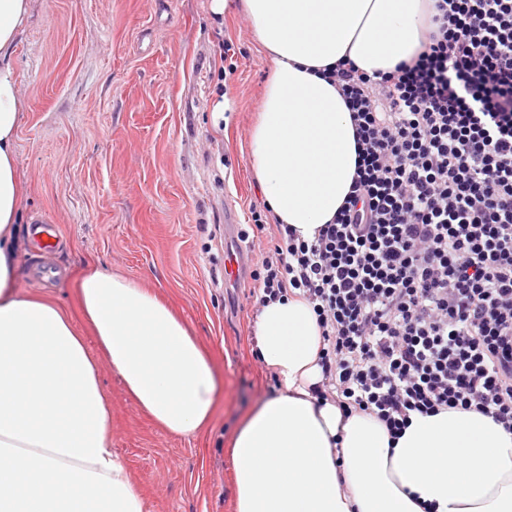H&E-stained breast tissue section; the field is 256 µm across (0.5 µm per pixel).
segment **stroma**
I'll list each match as a JSON object with an SVG mask.
<instances>
[{
	"instance_id": "35a3bbf8",
	"label": "stroma",
	"mask_w": 512,
	"mask_h": 512,
	"mask_svg": "<svg viewBox=\"0 0 512 512\" xmlns=\"http://www.w3.org/2000/svg\"><path fill=\"white\" fill-rule=\"evenodd\" d=\"M14 66L25 109L17 133L26 187L23 221L57 225L50 253L24 241L18 284L74 307L73 277L87 262L144 282L171 302L210 350L224 378L212 430L182 437L157 427L107 360L112 447L145 495V512H233L227 443L276 384L252 350L248 296L263 204L247 135L270 62L244 17L219 18L211 0H30ZM236 71L224 92L229 129L214 128L215 67L223 41ZM232 211L236 223L224 221ZM241 256L224 280V254Z\"/></svg>"
}]
</instances>
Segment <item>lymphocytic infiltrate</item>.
Returning a JSON list of instances; mask_svg holds the SVG:
<instances>
[{
	"mask_svg": "<svg viewBox=\"0 0 512 512\" xmlns=\"http://www.w3.org/2000/svg\"><path fill=\"white\" fill-rule=\"evenodd\" d=\"M434 8L411 61L327 71L355 126L351 191L313 240L278 225L255 275L257 305H312L316 395L394 440L444 410L512 431V0Z\"/></svg>",
	"mask_w": 512,
	"mask_h": 512,
	"instance_id": "obj_1",
	"label": "lymphocytic infiltrate"
}]
</instances>
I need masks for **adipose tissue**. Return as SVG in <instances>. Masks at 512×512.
Segmentation results:
<instances>
[{
  "label": "adipose tissue",
  "mask_w": 512,
  "mask_h": 512,
  "mask_svg": "<svg viewBox=\"0 0 512 512\" xmlns=\"http://www.w3.org/2000/svg\"><path fill=\"white\" fill-rule=\"evenodd\" d=\"M30 0H0V512H145L112 449L98 363L67 309L17 288L24 185L15 140L24 107L13 55ZM237 6L272 70L250 131L251 169L274 221L313 239L347 198L355 128L323 75L343 60L391 71L421 51L433 0H212ZM73 286L98 349L166 431L209 430L221 391L208 350L169 302L88 264ZM279 383L231 440L235 512H512V432L491 417L413 416L390 439L364 413L318 398L323 338L312 306L287 295L251 326Z\"/></svg>",
  "instance_id": "ef3b65f1"
}]
</instances>
